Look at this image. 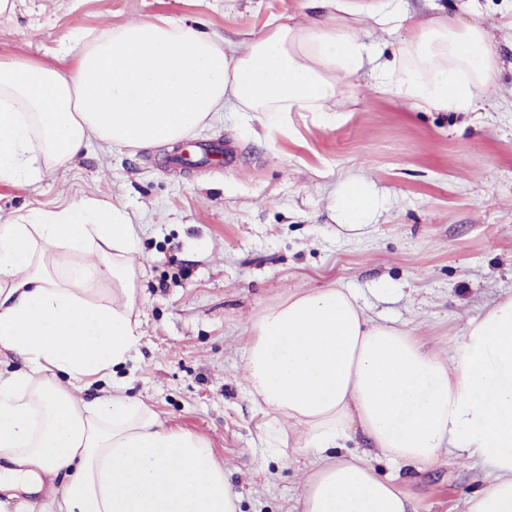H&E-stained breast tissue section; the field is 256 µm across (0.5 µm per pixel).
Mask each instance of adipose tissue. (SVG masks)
<instances>
[{
    "label": "adipose tissue",
    "mask_w": 512,
    "mask_h": 512,
    "mask_svg": "<svg viewBox=\"0 0 512 512\" xmlns=\"http://www.w3.org/2000/svg\"><path fill=\"white\" fill-rule=\"evenodd\" d=\"M324 18L277 23L238 43L157 16L64 39V69L0 59V184L35 182L98 143L177 142L230 110L321 112L344 85L441 111L474 112L493 79L484 31L443 16L418 24L398 58L372 65L360 24L386 0H318ZM363 175L334 198L337 224L374 222ZM139 227L85 196L0 224V512H239L209 442L165 426L114 382L142 336ZM243 378L298 464L296 512H413L394 479L348 447L362 435L391 462L427 469L481 459L463 512H512V295L471 321L448 359L371 317L342 288L309 289L251 322ZM99 384L89 401L77 393Z\"/></svg>",
    "instance_id": "ef3b65f1"
}]
</instances>
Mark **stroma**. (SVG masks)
<instances>
[{
    "label": "stroma",
    "instance_id": "stroma-1",
    "mask_svg": "<svg viewBox=\"0 0 512 512\" xmlns=\"http://www.w3.org/2000/svg\"><path fill=\"white\" fill-rule=\"evenodd\" d=\"M407 5L397 31L372 34L382 57L441 14L478 23L497 53L484 110L439 112L347 85L327 111L292 112L281 126L222 113L193 139L231 147L223 164L181 165L169 145H95L38 182L0 184V224L84 195L140 224L143 336L115 378L161 420L209 441L241 512H293L303 480L266 453L267 417L243 389L249 324L263 308L305 288H347L444 358L486 305L512 293V0ZM159 15L240 41L287 17L308 24L312 11L309 0H17L0 16V57L60 67L70 32ZM357 170L383 201L360 235L332 218L334 190ZM375 466L416 512H462L482 476L477 461Z\"/></svg>",
    "mask_w": 512,
    "mask_h": 512
}]
</instances>
